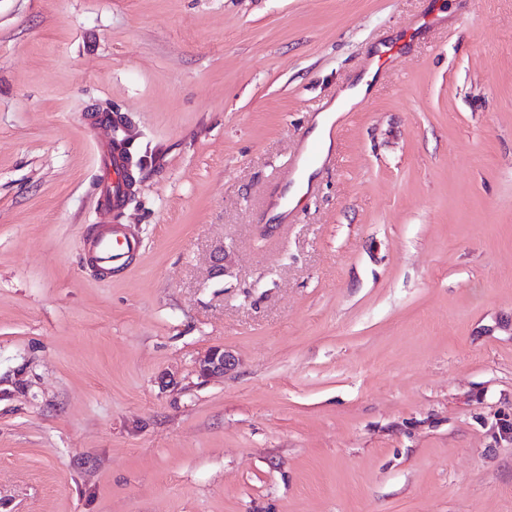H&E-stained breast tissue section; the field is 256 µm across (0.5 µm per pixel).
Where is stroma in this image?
I'll use <instances>...</instances> for the list:
<instances>
[{
	"label": "stroma",
	"mask_w": 512,
	"mask_h": 512,
	"mask_svg": "<svg viewBox=\"0 0 512 512\" xmlns=\"http://www.w3.org/2000/svg\"><path fill=\"white\" fill-rule=\"evenodd\" d=\"M0 512H512V0H0ZM128 160L125 150L120 145H112V182L104 187L99 203L112 211L119 210L125 203L128 190ZM137 237L124 224H113L98 232L90 241L89 254L93 264L101 268L120 267L137 245ZM234 365V355L222 347L209 349L196 362L199 375L205 379L224 377V374Z\"/></svg>",
	"instance_id": "1"
}]
</instances>
